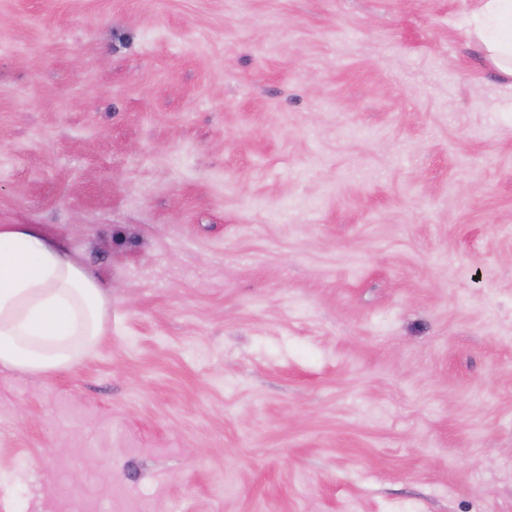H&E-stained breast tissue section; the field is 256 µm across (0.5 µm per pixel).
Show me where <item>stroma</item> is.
Masks as SVG:
<instances>
[{
  "mask_svg": "<svg viewBox=\"0 0 512 512\" xmlns=\"http://www.w3.org/2000/svg\"><path fill=\"white\" fill-rule=\"evenodd\" d=\"M481 0H0V224L112 286L0 368V512H512V80Z\"/></svg>",
  "mask_w": 512,
  "mask_h": 512,
  "instance_id": "obj_1",
  "label": "stroma"
}]
</instances>
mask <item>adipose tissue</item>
Segmentation results:
<instances>
[{"mask_svg": "<svg viewBox=\"0 0 512 512\" xmlns=\"http://www.w3.org/2000/svg\"><path fill=\"white\" fill-rule=\"evenodd\" d=\"M477 34L512 78V0H485ZM102 278L40 224H0V366L30 374L67 369L107 330Z\"/></svg>", "mask_w": 512, "mask_h": 512, "instance_id": "ef3b65f1", "label": "adipose tissue"}]
</instances>
